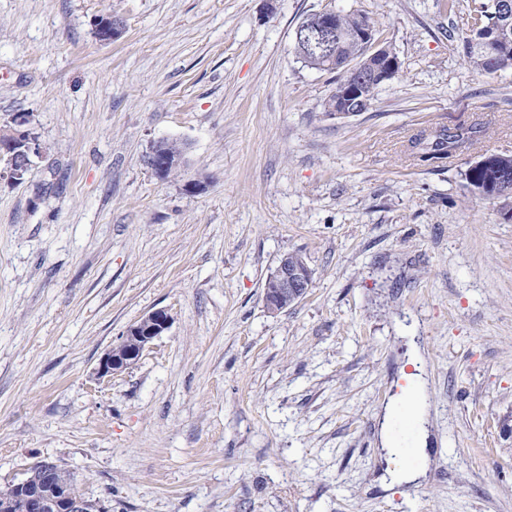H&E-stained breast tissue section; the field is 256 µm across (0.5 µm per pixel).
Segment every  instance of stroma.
I'll list each match as a JSON object with an SVG mask.
<instances>
[{
    "mask_svg": "<svg viewBox=\"0 0 512 512\" xmlns=\"http://www.w3.org/2000/svg\"><path fill=\"white\" fill-rule=\"evenodd\" d=\"M331 6L400 62L349 118L294 52ZM469 6L0 0V125L30 113L45 147L0 179V489L52 461L112 512H512V214L466 180L512 155V70L468 62ZM443 127L462 150L411 148ZM161 138L187 147L166 180ZM290 253L312 286L274 311ZM416 368L426 476L399 486L378 417ZM167 140L162 138L155 141L148 156V163L157 175L179 171L185 163V152L169 153L164 150L163 143ZM171 316L157 309L131 324L118 345L108 350L99 362V377L123 372L139 360L146 348L171 326Z\"/></svg>",
    "mask_w": 512,
    "mask_h": 512,
    "instance_id": "stroma-1",
    "label": "stroma"
}]
</instances>
